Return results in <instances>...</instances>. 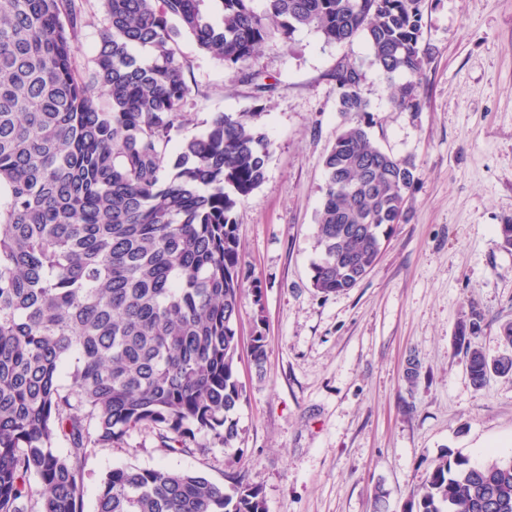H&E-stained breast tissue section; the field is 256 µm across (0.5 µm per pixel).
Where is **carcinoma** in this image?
<instances>
[{
	"mask_svg": "<svg viewBox=\"0 0 512 512\" xmlns=\"http://www.w3.org/2000/svg\"><path fill=\"white\" fill-rule=\"evenodd\" d=\"M206 2L0 0V512H83L87 459L139 428L168 452L239 438L248 274L234 213L264 181L271 142L262 113L214 112L170 148L192 94L180 38L267 101L279 82L264 43L301 28L329 46L360 37L394 107H420L426 0H215L217 17ZM333 78L354 120L324 160L311 286L325 297L374 268L416 180L412 159L372 141L359 70L340 63ZM482 321L474 312L459 332L477 389L512 375V321L492 360L466 342ZM95 512L267 508L242 473L226 486L158 465L112 469ZM409 512H512V460L442 456Z\"/></svg>",
	"mask_w": 512,
	"mask_h": 512,
	"instance_id": "obj_1",
	"label": "carcinoma"
}]
</instances>
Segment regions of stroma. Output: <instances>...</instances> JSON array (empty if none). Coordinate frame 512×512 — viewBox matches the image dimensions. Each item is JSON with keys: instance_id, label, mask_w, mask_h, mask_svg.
Listing matches in <instances>:
<instances>
[{"instance_id": "1", "label": "stroma", "mask_w": 512, "mask_h": 512, "mask_svg": "<svg viewBox=\"0 0 512 512\" xmlns=\"http://www.w3.org/2000/svg\"><path fill=\"white\" fill-rule=\"evenodd\" d=\"M423 40L432 55L419 78L422 108L396 109L386 81L356 39L324 45L302 29L290 44L266 43L267 72L281 83L263 103L230 80L191 38L179 47L200 93L187 107V139L211 113L262 112L271 157L263 183L235 212L242 255L263 284L261 305L242 303L238 372L245 395L232 447L163 451L154 432H131L88 458L84 512L115 467L198 472L228 483L236 472L262 487L267 512H407L446 453L512 458V378L474 389L459 326L480 311L471 339L487 356L502 350L512 319V249L498 228L512 223V0H427ZM355 66L369 103L374 142L417 165L408 219L396 225L373 270L347 292L310 285L323 160L344 126L332 73ZM263 317L267 359L248 349ZM420 375L407 383L408 360Z\"/></svg>"}]
</instances>
